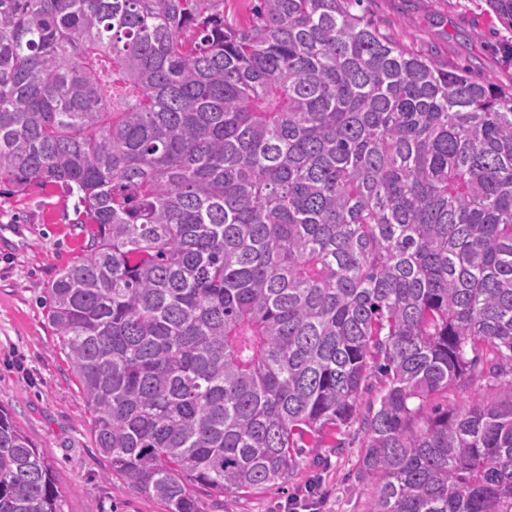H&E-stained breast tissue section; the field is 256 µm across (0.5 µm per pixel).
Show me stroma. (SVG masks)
<instances>
[{"label": "stroma", "instance_id": "35a3bbf8", "mask_svg": "<svg viewBox=\"0 0 512 512\" xmlns=\"http://www.w3.org/2000/svg\"><path fill=\"white\" fill-rule=\"evenodd\" d=\"M353 11L397 45L512 86V29L486 0H355ZM74 220V200L60 188L0 193V407L53 465L63 512H166L98 453L92 413L45 315L58 271L84 252ZM362 454L354 433L340 448L303 449L286 483L229 506L289 512L291 499L309 494L313 512H368L374 489L357 480Z\"/></svg>", "mask_w": 512, "mask_h": 512}]
</instances>
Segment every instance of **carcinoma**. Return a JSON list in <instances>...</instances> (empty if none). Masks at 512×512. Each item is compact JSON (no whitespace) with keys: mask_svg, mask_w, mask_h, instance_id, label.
<instances>
[{"mask_svg":"<svg viewBox=\"0 0 512 512\" xmlns=\"http://www.w3.org/2000/svg\"><path fill=\"white\" fill-rule=\"evenodd\" d=\"M350 3L0 0V187L77 197L47 319L98 452L168 512L354 426L369 512H512V89ZM61 499L0 408V512ZM255 0H224V16L233 25L245 27L253 20ZM497 395L498 391L489 386L486 381L481 382L466 392L448 390V392H442L431 397L424 409V416H428L434 408H454L458 411H463L469 407L472 400L476 397L490 400L496 398Z\"/></svg>","mask_w":512,"mask_h":512,"instance_id":"obj_1","label":"carcinoma"}]
</instances>
